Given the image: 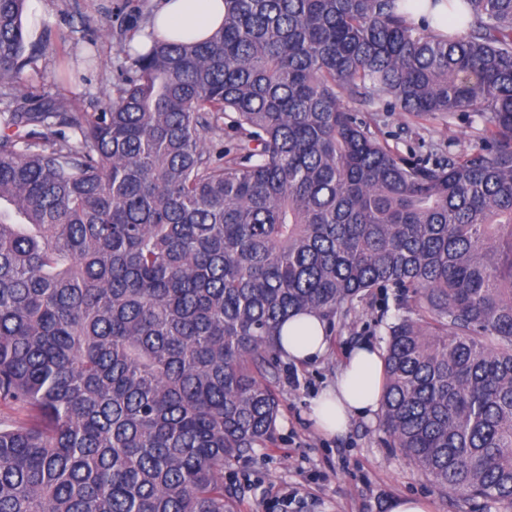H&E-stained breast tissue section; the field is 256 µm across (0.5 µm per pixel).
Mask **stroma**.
<instances>
[{
	"mask_svg": "<svg viewBox=\"0 0 512 512\" xmlns=\"http://www.w3.org/2000/svg\"><path fill=\"white\" fill-rule=\"evenodd\" d=\"M160 0H43L40 33L53 51L39 57L32 79L35 94L75 86L77 106L100 111L115 91L116 66L131 50L136 29L147 27ZM380 139L402 157L427 161L473 148L480 127L470 113L418 119L406 112H369ZM393 294L366 297L337 321L328 353L312 363H288L273 388L279 398L275 442L242 457L224 472L233 512H391L393 501L413 496L436 512H481L472 500L436 487L385 441L379 419L353 420L344 434L322 433L312 417L313 399L336 380L348 355L367 343L385 349L377 322Z\"/></svg>",
	"mask_w": 512,
	"mask_h": 512,
	"instance_id": "35a3bbf8",
	"label": "stroma"
}]
</instances>
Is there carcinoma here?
<instances>
[{
  "instance_id": "cac0c4a2",
  "label": "carcinoma",
  "mask_w": 512,
  "mask_h": 512,
  "mask_svg": "<svg viewBox=\"0 0 512 512\" xmlns=\"http://www.w3.org/2000/svg\"><path fill=\"white\" fill-rule=\"evenodd\" d=\"M461 2L224 0L73 112L13 93L46 47L0 0V512H233L288 319L388 288L389 444L512 503V0ZM383 101L477 145L410 163L349 106Z\"/></svg>"
}]
</instances>
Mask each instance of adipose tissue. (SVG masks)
<instances>
[{"label": "adipose tissue", "mask_w": 512, "mask_h": 512, "mask_svg": "<svg viewBox=\"0 0 512 512\" xmlns=\"http://www.w3.org/2000/svg\"><path fill=\"white\" fill-rule=\"evenodd\" d=\"M224 21V0H163L147 29L149 37L162 40L205 39ZM290 361L312 362L328 349L327 325L316 315L288 321L281 338ZM383 361L371 346L355 349L328 390L313 400L312 413L327 432L343 434L352 419L370 418L382 394Z\"/></svg>", "instance_id": "obj_1"}]
</instances>
